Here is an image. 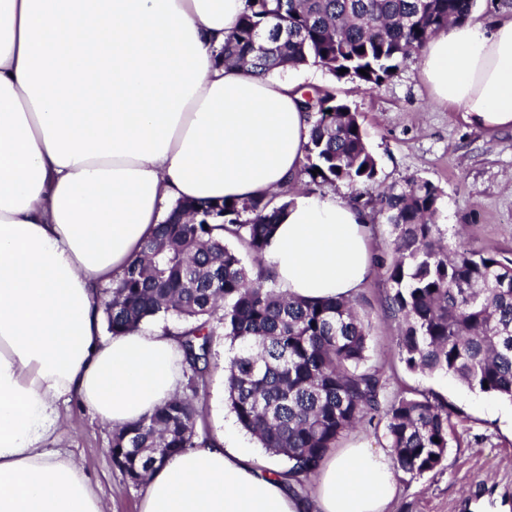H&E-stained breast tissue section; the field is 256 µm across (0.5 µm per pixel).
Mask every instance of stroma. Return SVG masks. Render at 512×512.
Returning <instances> with one entry per match:
<instances>
[{"instance_id": "stroma-1", "label": "stroma", "mask_w": 512, "mask_h": 512, "mask_svg": "<svg viewBox=\"0 0 512 512\" xmlns=\"http://www.w3.org/2000/svg\"><path fill=\"white\" fill-rule=\"evenodd\" d=\"M302 83L331 92L348 104L377 161L380 187H401L411 177L440 191L438 224L449 247L462 246L512 258V131L488 132L465 123L459 112L436 103L410 57L384 83L368 86L326 69L299 67ZM371 274L356 296L370 324L369 363L390 390L412 396L432 392L453 411L447 454L434 471L401 476L391 512H498L512 499V403L473 392L444 375L408 372L396 347L398 322L387 310L391 284L385 268L394 258V234L381 215L370 218ZM203 429L232 434L237 446L260 460L268 455L235 422L225 401L224 373L214 369L199 385ZM55 447L82 462L110 512H139L142 486L131 483L110 455L112 427L70 402Z\"/></svg>"}]
</instances>
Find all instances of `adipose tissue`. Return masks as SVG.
Instances as JSON below:
<instances>
[{
	"label": "adipose tissue",
	"instance_id": "adipose-tissue-1",
	"mask_svg": "<svg viewBox=\"0 0 512 512\" xmlns=\"http://www.w3.org/2000/svg\"><path fill=\"white\" fill-rule=\"evenodd\" d=\"M245 0H0V512H106L54 448L78 399L121 427L179 389L171 332L104 336L98 289L122 277L166 202L266 196L296 179L309 126L299 82L218 60ZM440 104L512 130V16L452 25L420 51ZM265 250L289 295L350 299L370 268L368 217L292 194ZM217 439L167 459L140 512H390L391 453L354 443L310 495Z\"/></svg>",
	"mask_w": 512,
	"mask_h": 512
}]
</instances>
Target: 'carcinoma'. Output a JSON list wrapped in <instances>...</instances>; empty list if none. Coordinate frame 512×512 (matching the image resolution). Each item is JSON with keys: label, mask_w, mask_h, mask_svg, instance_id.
I'll list each match as a JSON object with an SVG mask.
<instances>
[{"label": "carcinoma", "mask_w": 512, "mask_h": 512, "mask_svg": "<svg viewBox=\"0 0 512 512\" xmlns=\"http://www.w3.org/2000/svg\"><path fill=\"white\" fill-rule=\"evenodd\" d=\"M219 53L226 67L261 74L320 66L379 86L437 32L468 20L476 0H245ZM368 69V75L359 73ZM310 125L299 176L305 186L346 183L351 203L385 216L396 259L386 268L388 309L406 369L449 376L512 401V259L450 251L436 224L440 193L412 177L374 188L377 164L356 113L330 92L302 98ZM320 169L315 175L313 171ZM281 191L229 204L176 202L118 283L108 329L175 317L186 384L153 415L112 432V462L135 484L156 459L197 447L199 381L212 367L214 337L229 342L225 397L237 424L287 462L300 490L336 442L366 423L384 426L397 470L439 467L448 448V405L434 394L391 396L368 364L370 325L353 301L292 297L271 280L264 253L288 208ZM233 239L253 256L246 265Z\"/></svg>", "instance_id": "carcinoma-1"}]
</instances>
